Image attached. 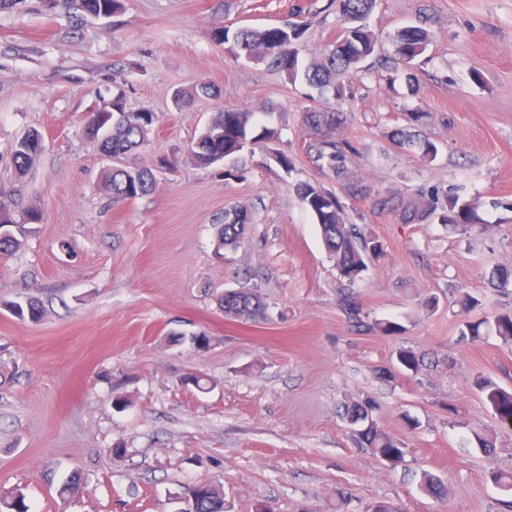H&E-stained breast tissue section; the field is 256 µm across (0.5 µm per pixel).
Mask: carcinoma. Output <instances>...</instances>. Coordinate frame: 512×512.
I'll use <instances>...</instances> for the list:
<instances>
[{"label": "carcinoma", "instance_id": "1", "mask_svg": "<svg viewBox=\"0 0 512 512\" xmlns=\"http://www.w3.org/2000/svg\"><path fill=\"white\" fill-rule=\"evenodd\" d=\"M77 10L96 19H108L120 13L122 0H76ZM376 0H340L339 8L343 21L342 31L336 45L328 52L324 62L312 64L304 69L305 79L314 86L323 87L331 82L338 72L355 73L360 64L374 53L377 41L369 29L368 18ZM307 23L286 21L279 26L264 28L243 27L235 31L220 26L213 32L216 44L227 46V51L242 56L256 64L284 74L292 80L299 73L297 44L306 32ZM432 42V33L419 26H409L397 33L393 39L395 55L406 64L419 59ZM215 86L203 83L192 90L175 94V104L184 108L197 97L216 98ZM347 101L343 97L328 107H310L303 113V123L309 139L303 146L310 160L321 168L339 171L350 157L358 152L355 144L336 137V131L344 122ZM156 123L155 114L149 110L126 109L124 94L118 92L112 98L102 100L87 116V134L99 140L102 152L113 160L111 168L104 173V185L112 193L113 201L133 200L151 192L156 185L154 169L148 165L128 164L126 159L136 153L148 140ZM278 132L273 128L257 124L254 115L237 108L220 107L203 129L197 142L190 148L193 162L208 167L223 163L241 154L246 149L262 145L275 139ZM43 151V139L33 129L17 139L13 146V165L18 178L30 174ZM296 193L303 207L320 225L321 237L329 257L335 261L339 278L353 284L368 269L370 255L382 252L377 241L366 238L354 224L343 219V205L335 193L318 183L301 182ZM395 210L402 211L409 222L426 223L433 217L445 224H455L465 230L478 226L475 208L460 201V197L448 192V206L437 211V201L421 207L393 199L383 202ZM10 211L0 206V254L11 255L21 249V236L29 231L28 225L42 221L41 210L29 206L24 210L25 223L18 224L9 218ZM251 211L238 206L224 214V224L218 230L215 253L222 255L226 249H235L241 244L245 227L252 223ZM340 305L352 322L366 327L359 317V309L347 293L341 294ZM224 316L234 319L255 320L264 314L265 305L255 290H231L221 297ZM11 312L20 319L31 322L41 320L45 308L34 297L11 304ZM506 343H512V311L495 316L490 323L483 321L466 323L460 336L475 340L483 325ZM475 386L487 393L501 421L512 419V393L495 387L491 381L477 378ZM374 402L364 400L345 407L344 419L350 421L353 431L363 447L373 456L402 458L404 448L394 437L384 431L372 417ZM80 476L68 474L57 483V494L62 500L75 496L80 491ZM192 499L191 512H224V489L211 482H202L195 489L184 488L178 499ZM0 512H30L25 497L19 492L0 495Z\"/></svg>", "mask_w": 512, "mask_h": 512}]
</instances>
